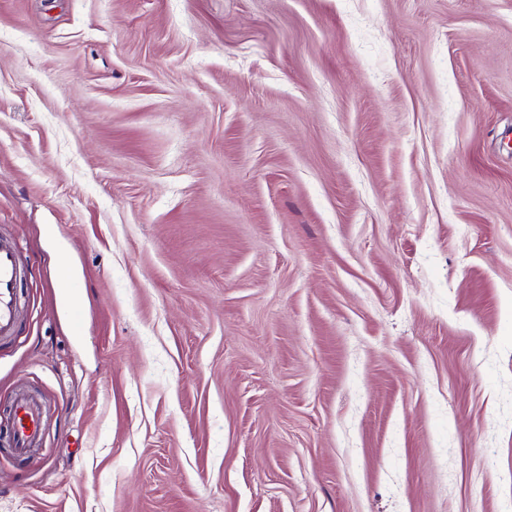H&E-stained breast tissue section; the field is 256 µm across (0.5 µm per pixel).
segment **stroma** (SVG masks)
Returning <instances> with one entry per match:
<instances>
[{"mask_svg":"<svg viewBox=\"0 0 512 512\" xmlns=\"http://www.w3.org/2000/svg\"><path fill=\"white\" fill-rule=\"evenodd\" d=\"M0 236V512H512V0H0ZM22 271L15 249L0 238V337L15 332L17 288ZM10 415L11 448L16 456H25L36 447L40 436L38 403L26 395H19L13 401Z\"/></svg>","mask_w":512,"mask_h":512,"instance_id":"35a3bbf8","label":"stroma"}]
</instances>
